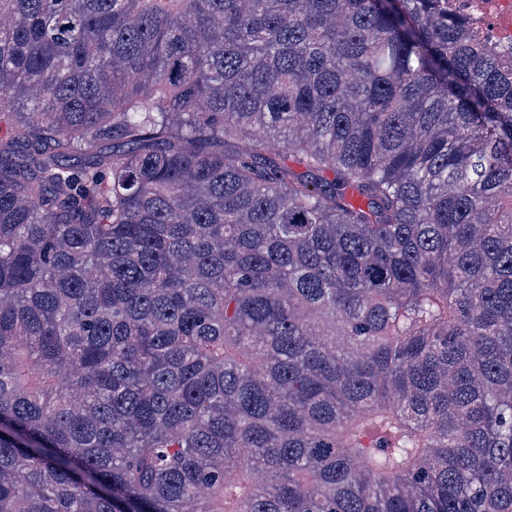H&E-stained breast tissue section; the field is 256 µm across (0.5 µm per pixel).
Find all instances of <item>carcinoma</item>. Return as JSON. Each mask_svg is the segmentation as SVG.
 I'll list each match as a JSON object with an SVG mask.
<instances>
[{
    "instance_id": "carcinoma-1",
    "label": "carcinoma",
    "mask_w": 512,
    "mask_h": 512,
    "mask_svg": "<svg viewBox=\"0 0 512 512\" xmlns=\"http://www.w3.org/2000/svg\"><path fill=\"white\" fill-rule=\"evenodd\" d=\"M2 122L0 512H512V51L448 0H0Z\"/></svg>"
}]
</instances>
